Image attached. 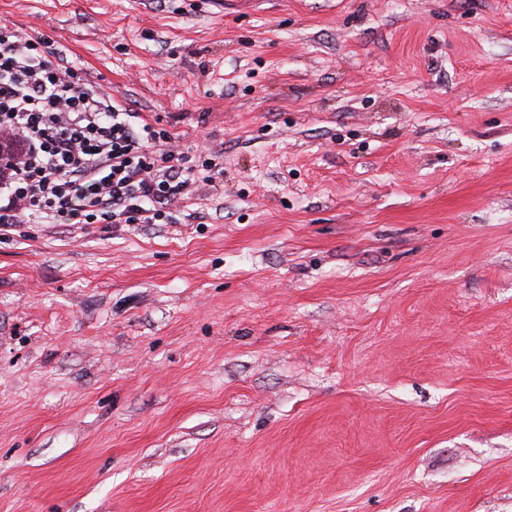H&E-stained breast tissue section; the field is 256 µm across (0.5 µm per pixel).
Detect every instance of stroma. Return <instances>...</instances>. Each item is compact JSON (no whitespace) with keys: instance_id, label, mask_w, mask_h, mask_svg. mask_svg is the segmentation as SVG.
<instances>
[{"instance_id":"1","label":"stroma","mask_w":512,"mask_h":512,"mask_svg":"<svg viewBox=\"0 0 512 512\" xmlns=\"http://www.w3.org/2000/svg\"><path fill=\"white\" fill-rule=\"evenodd\" d=\"M1 20L224 175L0 233V512H512V0Z\"/></svg>"}]
</instances>
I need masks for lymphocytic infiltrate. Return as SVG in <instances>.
Segmentation results:
<instances>
[{
	"label": "lymphocytic infiltrate",
	"instance_id": "lymphocytic-infiltrate-1",
	"mask_svg": "<svg viewBox=\"0 0 512 512\" xmlns=\"http://www.w3.org/2000/svg\"><path fill=\"white\" fill-rule=\"evenodd\" d=\"M174 140L47 39L0 22V229L173 223L212 168L185 165Z\"/></svg>",
	"mask_w": 512,
	"mask_h": 512
}]
</instances>
